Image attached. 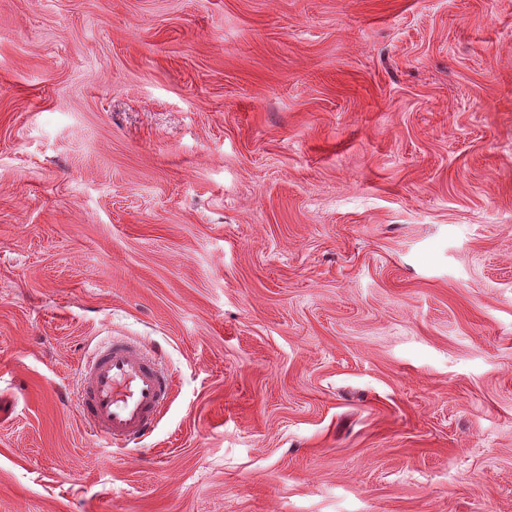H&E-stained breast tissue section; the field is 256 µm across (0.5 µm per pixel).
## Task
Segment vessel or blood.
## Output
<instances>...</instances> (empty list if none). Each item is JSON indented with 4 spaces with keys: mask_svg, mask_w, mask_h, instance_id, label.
<instances>
[{
    "mask_svg": "<svg viewBox=\"0 0 512 512\" xmlns=\"http://www.w3.org/2000/svg\"><path fill=\"white\" fill-rule=\"evenodd\" d=\"M171 394V382L134 342L114 338L81 362L72 400L102 447L136 443L150 434Z\"/></svg>",
    "mask_w": 512,
    "mask_h": 512,
    "instance_id": "b4317fda",
    "label": "vessel or blood"
}]
</instances>
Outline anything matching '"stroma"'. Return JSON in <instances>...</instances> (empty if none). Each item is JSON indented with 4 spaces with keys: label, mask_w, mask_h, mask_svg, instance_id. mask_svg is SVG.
I'll use <instances>...</instances> for the list:
<instances>
[{
    "label": "stroma",
    "mask_w": 512,
    "mask_h": 512,
    "mask_svg": "<svg viewBox=\"0 0 512 512\" xmlns=\"http://www.w3.org/2000/svg\"><path fill=\"white\" fill-rule=\"evenodd\" d=\"M0 512H512V0H0ZM171 381L134 342L113 338L81 362L72 396L86 430L103 448L138 443L154 430Z\"/></svg>",
    "instance_id": "35a3bbf8"
}]
</instances>
